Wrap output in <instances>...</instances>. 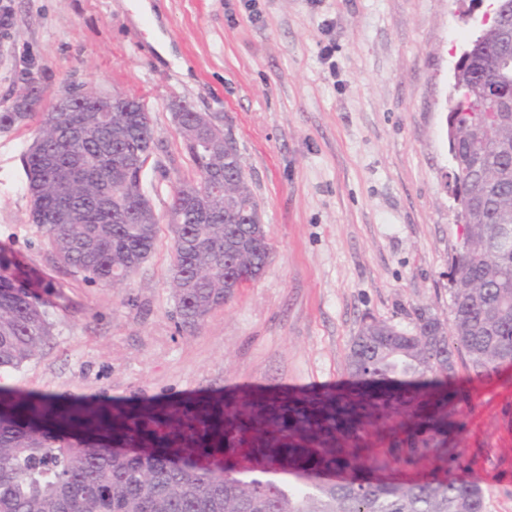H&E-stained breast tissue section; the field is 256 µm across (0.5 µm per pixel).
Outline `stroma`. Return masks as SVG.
<instances>
[{
  "label": "stroma",
  "mask_w": 512,
  "mask_h": 512,
  "mask_svg": "<svg viewBox=\"0 0 512 512\" xmlns=\"http://www.w3.org/2000/svg\"><path fill=\"white\" fill-rule=\"evenodd\" d=\"M0 0V110L30 72L49 109L64 82L145 98L162 148L143 173L157 214L190 160L168 105L230 130L262 210L271 259L195 333L178 328L172 236L118 287L56 264L29 218L36 123L0 131V247L50 282L53 341L0 384L112 410L294 400L347 386L362 319L412 328L451 317L460 249L447 106L468 35L456 0ZM172 50L163 58L158 39ZM332 46L331 61L321 58ZM456 440L485 512H512V368H457Z\"/></svg>",
  "instance_id": "1"
}]
</instances>
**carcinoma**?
<instances>
[{
    "label": "carcinoma",
    "mask_w": 512,
    "mask_h": 512,
    "mask_svg": "<svg viewBox=\"0 0 512 512\" xmlns=\"http://www.w3.org/2000/svg\"><path fill=\"white\" fill-rule=\"evenodd\" d=\"M512 45L489 38L470 65L457 74L470 105L454 101V175L461 191L477 196L487 172L512 168V155L498 143L512 142V125L486 112L484 87L498 80L496 61ZM60 102L37 112L15 100L0 112V131L33 120L37 135L25 154L32 223L46 230L56 263L90 282L127 281L149 257L161 217L143 201L141 170L126 150L152 134L145 101L130 97L129 111L103 118L84 100L76 112ZM484 130L487 150L474 152L473 130ZM213 146L181 137L191 174L171 190V208L186 223L169 225L178 327L202 328L235 288L257 280L271 256L264 227L228 214L238 197L256 201L244 162L224 154V129L208 132ZM512 228V182L472 216L462 250L448 275L468 287L451 288V330L424 310L412 330L387 321L363 320L345 361L363 381L352 395H322L305 401L316 425L301 432L288 402L242 423L224 421L223 401L210 405L204 432L175 410L135 407L115 415L105 408H63L48 397L17 396L0 388V512H484L485 495L457 476L464 450L452 433L461 400L445 387L427 390L419 380L456 373L454 352L467 357L475 375L512 367V245L500 241ZM35 279L0 249V374L20 369L54 336L47 305ZM375 438L377 447L350 452L334 434ZM294 468L308 478L284 484L266 478L276 468ZM342 474L328 480L330 474Z\"/></svg>",
    "instance_id": "obj_1"
}]
</instances>
